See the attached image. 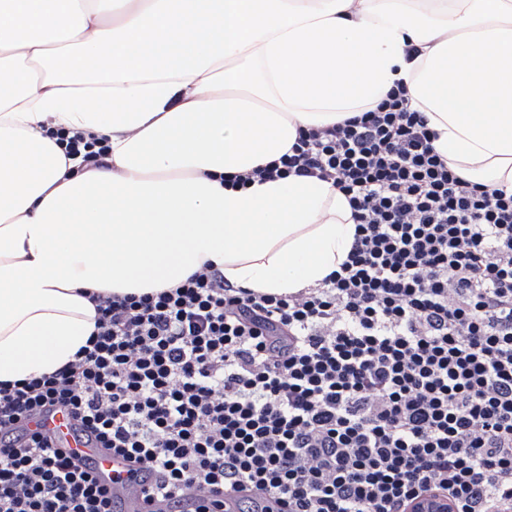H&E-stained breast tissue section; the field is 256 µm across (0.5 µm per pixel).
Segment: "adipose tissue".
I'll list each match as a JSON object with an SVG mask.
<instances>
[{"mask_svg": "<svg viewBox=\"0 0 512 512\" xmlns=\"http://www.w3.org/2000/svg\"><path fill=\"white\" fill-rule=\"evenodd\" d=\"M462 178L512 194V0H0V383L54 372L89 293L212 263L234 287H320L354 241L316 177L230 176L397 79ZM108 137L86 168L51 130Z\"/></svg>", "mask_w": 512, "mask_h": 512, "instance_id": "1", "label": "adipose tissue"}]
</instances>
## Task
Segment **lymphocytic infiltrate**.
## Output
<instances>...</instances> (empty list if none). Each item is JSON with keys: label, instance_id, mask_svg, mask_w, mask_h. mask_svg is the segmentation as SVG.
<instances>
[{"label": "lymphocytic infiltrate", "instance_id": "lymphocytic-infiltrate-1", "mask_svg": "<svg viewBox=\"0 0 512 512\" xmlns=\"http://www.w3.org/2000/svg\"><path fill=\"white\" fill-rule=\"evenodd\" d=\"M403 83L300 132L253 170L333 181L356 233L321 287L235 289L204 264L177 287L93 295L86 346L0 384V512H122L87 464L28 424L66 410L144 472L164 512H512V195L436 151Z\"/></svg>", "mask_w": 512, "mask_h": 512}]
</instances>
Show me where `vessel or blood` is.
I'll return each mask as SVG.
<instances>
[{"mask_svg":"<svg viewBox=\"0 0 512 512\" xmlns=\"http://www.w3.org/2000/svg\"><path fill=\"white\" fill-rule=\"evenodd\" d=\"M32 427L49 436L56 447L86 461L101 482L110 486L124 512H145L142 498L134 492L142 481L141 473L130 470L122 457L97 447L93 438L76 429L68 412L52 410L33 421Z\"/></svg>","mask_w":512,"mask_h":512,"instance_id":"1","label":"vessel or blood"}]
</instances>
